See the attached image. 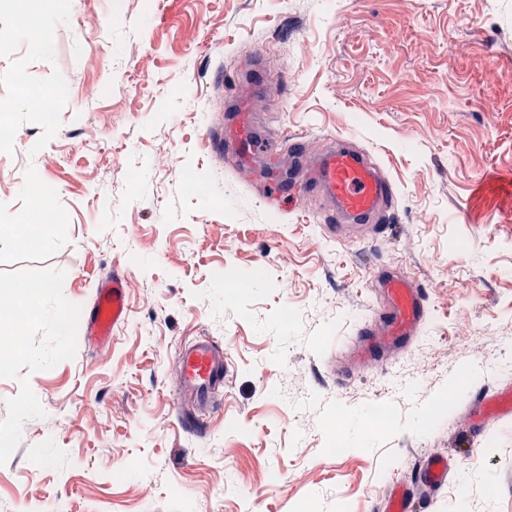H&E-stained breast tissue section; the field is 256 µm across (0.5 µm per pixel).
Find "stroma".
<instances>
[{"label":"stroma","mask_w":512,"mask_h":512,"mask_svg":"<svg viewBox=\"0 0 512 512\" xmlns=\"http://www.w3.org/2000/svg\"><path fill=\"white\" fill-rule=\"evenodd\" d=\"M40 0L0 5V212L53 193L48 243L0 235V296L43 288L24 356L0 360V512H375L422 457L452 472L427 512H512V0ZM271 157L351 137L398 189L390 231L340 242L329 199L206 134L247 78ZM53 92L54 118L21 87ZM128 275L111 344L85 316ZM428 290L415 343L341 378L373 279ZM222 344L221 407L182 426L174 358ZM461 388L455 401L446 393ZM388 414L383 431L376 413ZM488 420H498L512 415V389L483 397L479 402Z\"/></svg>","instance_id":"35a3bbf8"}]
</instances>
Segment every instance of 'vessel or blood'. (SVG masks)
Instances as JSON below:
<instances>
[{"label": "vessel or blood", "mask_w": 512, "mask_h": 512, "mask_svg": "<svg viewBox=\"0 0 512 512\" xmlns=\"http://www.w3.org/2000/svg\"><path fill=\"white\" fill-rule=\"evenodd\" d=\"M235 142L242 153L256 154L260 145L252 134L249 120L237 116ZM309 190L332 199L336 222L329 225L331 236L342 240L355 238L359 230L380 235L386 229L396 196L375 158L356 148L352 141L330 140L317 162ZM127 281L119 274L101 277L90 305L87 323L100 343L112 337L128 317ZM378 305L370 320L358 330L349 344L343 362L350 369H365L391 360L406 350L417 336L427 314L426 290L395 275L376 280ZM176 408L197 410L213 408L224 382V349L211 338L197 337L183 345L174 365ZM485 416L498 420L512 415V389L483 397ZM450 467L447 459L426 457L418 467L416 485L391 487L383 500L382 512H413L416 489L433 492L447 483Z\"/></svg>", "instance_id": "vessel-or-blood-1"}]
</instances>
